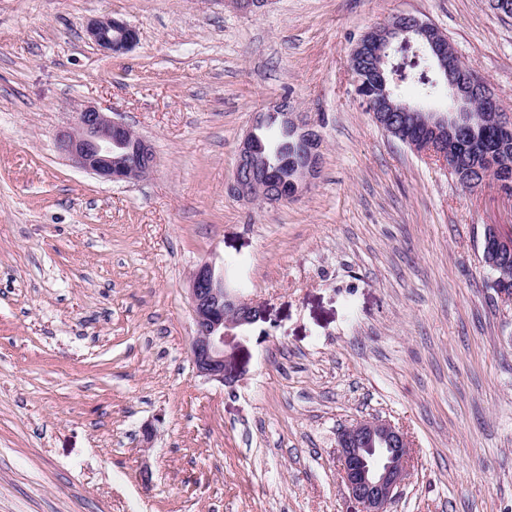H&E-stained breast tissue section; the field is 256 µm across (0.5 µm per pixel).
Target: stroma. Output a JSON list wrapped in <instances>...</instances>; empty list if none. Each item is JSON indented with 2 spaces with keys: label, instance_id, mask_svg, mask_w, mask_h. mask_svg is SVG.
Returning a JSON list of instances; mask_svg holds the SVG:
<instances>
[{
  "label": "stroma",
  "instance_id": "35a3bbf8",
  "mask_svg": "<svg viewBox=\"0 0 512 512\" xmlns=\"http://www.w3.org/2000/svg\"><path fill=\"white\" fill-rule=\"evenodd\" d=\"M399 13L512 113V20L487 0H0V512H361L337 437L372 415L413 448L391 512H512V306L481 263L512 200L364 111L349 53ZM103 16L137 27L132 51L91 43ZM282 99L320 121L321 171L239 201L238 145ZM81 104L144 136L155 172L68 162ZM205 260L264 309L226 386L189 358Z\"/></svg>",
  "mask_w": 512,
  "mask_h": 512
}]
</instances>
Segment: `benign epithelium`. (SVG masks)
<instances>
[{"instance_id":"7a95c632","label":"benign epithelium","mask_w":512,"mask_h":512,"mask_svg":"<svg viewBox=\"0 0 512 512\" xmlns=\"http://www.w3.org/2000/svg\"><path fill=\"white\" fill-rule=\"evenodd\" d=\"M229 2L241 13L256 15L270 0ZM86 34L98 50L111 56L130 52L138 41L135 27L109 16L90 20ZM396 40L414 41L425 47L444 85L452 90V102L459 107V111L448 114L429 111L420 143L422 157L451 169V161L473 132L479 112L490 114L501 139H512V115L502 110L490 84L450 50L447 36L433 22L404 13L371 27L349 54L356 91L364 92L379 127H388L392 113L404 111L387 90L386 48ZM266 117L277 123L285 137L266 149L260 145L256 129L249 130L238 149L234 176L227 184L231 196L247 203L255 199L262 180L269 183L267 203L288 200L285 184L279 179V169L288 161V148L302 156L291 179L294 188L316 176L320 165L322 135L317 121L291 111L285 99ZM57 142L75 165L105 181L145 178L157 163L151 145L143 137L94 105L77 109L70 126L57 133ZM483 242V265L493 271L512 255V232L499 224L484 226ZM188 294L195 331L190 345L193 368L207 382L231 384L240 376L237 356L242 332L263 319V309L227 287L224 272L209 261L201 262L193 271ZM338 448L340 475L349 496L362 505V512H389L410 475L412 446L408 434L389 420L365 417L341 430Z\"/></svg>"}]
</instances>
